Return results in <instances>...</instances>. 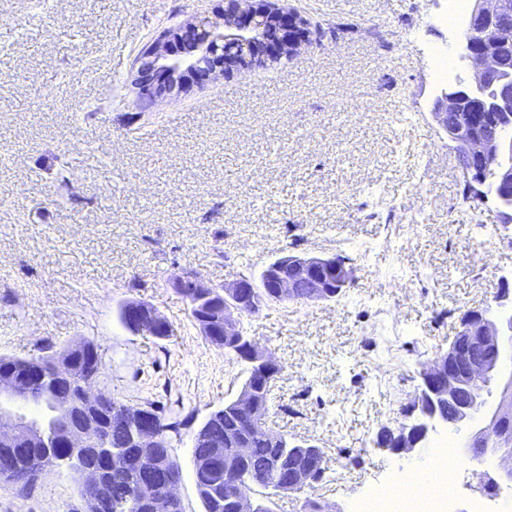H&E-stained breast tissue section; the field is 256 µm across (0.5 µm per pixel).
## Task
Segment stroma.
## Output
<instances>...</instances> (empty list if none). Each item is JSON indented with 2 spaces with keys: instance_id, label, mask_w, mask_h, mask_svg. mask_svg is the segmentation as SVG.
<instances>
[{
  "instance_id": "1",
  "label": "stroma",
  "mask_w": 512,
  "mask_h": 512,
  "mask_svg": "<svg viewBox=\"0 0 512 512\" xmlns=\"http://www.w3.org/2000/svg\"><path fill=\"white\" fill-rule=\"evenodd\" d=\"M318 24L319 42L274 64L144 104L127 80L159 30L222 0H0V356L96 343L99 388L189 418L171 439L185 512H204L191 432L239 393L245 367L208 345L171 286L194 268L213 284L258 276L290 249L356 259L347 296L284 302L247 319L282 366L269 425L317 440L328 478L277 497L354 512L370 484L397 482L429 447L374 445L422 363L446 351L462 313L492 304L512 249L484 248L493 196L464 199L455 153L432 118L446 83L439 48L461 25L449 0H280ZM152 304L169 337L133 333L122 303ZM462 489L478 500L466 447ZM357 456L359 465L349 463ZM78 475L50 468L30 485L0 479V512H87Z\"/></svg>"
}]
</instances>
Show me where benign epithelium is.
I'll return each mask as SVG.
<instances>
[{
	"label": "benign epithelium",
	"mask_w": 512,
	"mask_h": 512,
	"mask_svg": "<svg viewBox=\"0 0 512 512\" xmlns=\"http://www.w3.org/2000/svg\"><path fill=\"white\" fill-rule=\"evenodd\" d=\"M267 29L275 40L264 36ZM464 36L458 58L470 75L448 85L435 104L432 117L458 155L466 191L487 181L479 162H498L492 191L499 214L512 218V7L507 0H474L463 22ZM322 29L297 13L277 6L274 0H224V8L200 13L177 27L163 31L136 57L128 78L137 93L150 100L189 92L194 82L219 72L229 75L254 65L275 62L320 40ZM353 263L337 254L306 251L282 253L270 260L259 278L242 275L224 285H215L194 269L173 279V287L192 290L198 304L224 299V340L240 347L252 378L271 386L282 368L272 353L257 344L242 324L273 302H331L354 279ZM128 327L135 333L167 336L170 324L157 309L144 301L127 308ZM487 309L464 312L456 329L467 350L459 360L458 346L439 353L422 364L419 383L404 407L406 421L390 430L387 451L409 453L440 429H459L472 421L486 405L484 391L494 379L505 341L512 342V315L492 319ZM78 385L70 403L49 414L29 416L16 404L35 402L48 387ZM109 396L98 391L89 377L82 379L69 360L56 358L30 375L0 370V472H17L11 451L19 445L43 449L42 458L26 472L35 476L48 467H66L81 479L84 490L99 496L109 487L110 470L122 466L142 471L154 463L153 449L169 445L168 430L142 406L123 405L118 426L128 433L135 453L112 447V428L92 418L90 412L106 407ZM229 407L247 422L263 426L275 445L284 436L268 426L269 409L261 408L256 390L246 386L229 401ZM512 380L489 423L471 439L470 457L478 462L499 459V470L478 473L476 491L493 496L512 483ZM308 452L288 469L277 494L300 492L317 482L318 444L310 439L295 442ZM112 468H107V463ZM180 475L166 471L154 489L133 491L147 512H172L180 500Z\"/></svg>",
	"instance_id": "benign-epithelium-1"
}]
</instances>
